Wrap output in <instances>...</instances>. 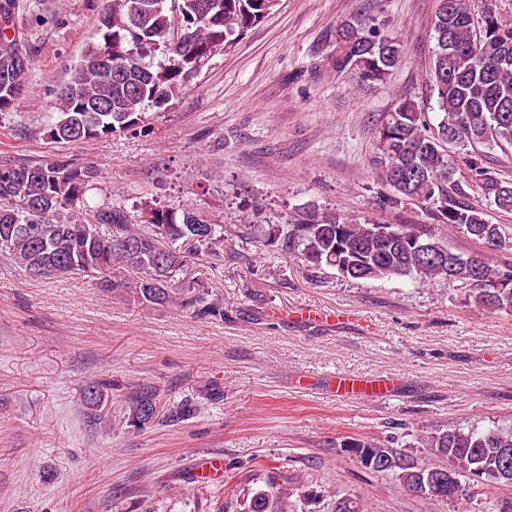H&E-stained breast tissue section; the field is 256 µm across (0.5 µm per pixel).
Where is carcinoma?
Returning a JSON list of instances; mask_svg holds the SVG:
<instances>
[{
  "instance_id": "carcinoma-1",
  "label": "carcinoma",
  "mask_w": 512,
  "mask_h": 512,
  "mask_svg": "<svg viewBox=\"0 0 512 512\" xmlns=\"http://www.w3.org/2000/svg\"><path fill=\"white\" fill-rule=\"evenodd\" d=\"M158 0H108L96 20L98 41L82 55L70 82L56 94L48 115L52 139L70 142L73 127L81 140L128 130L159 108L175 89L211 59L231 49L260 24L279 0H179L187 27L174 39V19ZM435 49L429 68L431 90L440 110L427 126L422 106L399 99L379 129L374 164L389 187V204H413L433 216V224L353 223L305 208L300 219L279 226L281 249L313 270L330 268L349 280H407L413 285L451 280L467 289L474 305L491 313H512V228L493 224L485 210L468 201L472 187L504 213H512V179L495 175L484 148L512 147V20L488 8L472 12L470 0H437L432 19ZM400 61L396 39L383 37L357 19L336 29L330 65L352 74L358 85L386 83ZM30 55L25 39L0 27V111L14 107L28 84ZM465 154L467 177L454 179L446 146ZM98 171L55 160L27 167H0V200L19 198L23 207L0 206V244L34 276L77 273L104 290L127 288L138 301H173L170 274L224 250L222 224L208 223L191 206L151 207L145 219L111 203L89 204ZM463 227L491 251L489 262L455 251L441 227ZM145 276L128 283L127 270ZM192 302L204 316L220 313L208 293ZM158 397L141 388L131 405L137 421L157 414ZM425 456L385 444L354 440L349 459L367 471L391 477L423 500L461 503L489 495L494 486L512 485V429L470 425L415 435ZM431 469L451 474L466 487L460 497L448 485L416 491L413 483ZM265 485L243 499L241 512H298V489L267 467Z\"/></svg>"
}]
</instances>
